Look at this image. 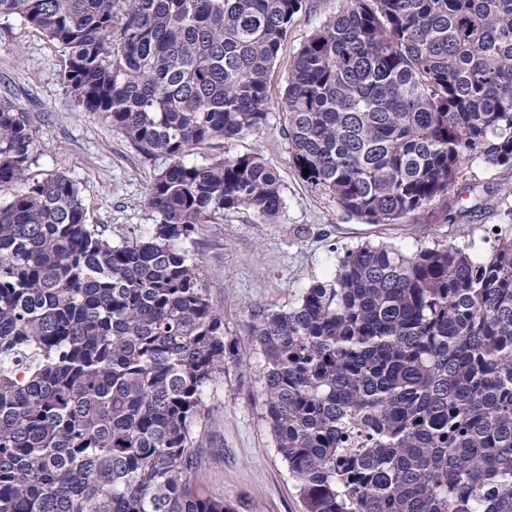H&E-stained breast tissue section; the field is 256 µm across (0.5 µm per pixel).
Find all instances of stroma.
<instances>
[{
	"mask_svg": "<svg viewBox=\"0 0 512 512\" xmlns=\"http://www.w3.org/2000/svg\"><path fill=\"white\" fill-rule=\"evenodd\" d=\"M339 8L338 0H305L294 15L268 77L271 107L262 127L234 140L213 141L191 155L256 152L278 173L284 203L273 219L247 210L227 211L184 241L197 260L213 305L224 313V338L249 336L256 310H285L303 288L328 279L332 251L370 242L412 252L417 247L475 239L493 243L492 229L512 219V169L482 160L462 166L447 202H437L394 224H367L348 216L312 188L294 168L281 108L293 61L309 36ZM61 54L42 32L20 19H0V95L29 112L36 142L28 174L61 172L79 187L92 224L109 225L113 242L154 224L147 188L168 161L147 158L95 112L79 111L64 91ZM471 216L447 222V208L472 207ZM264 358L248 352L207 389V409L194 429L200 465L195 487L233 504L235 512H302L287 466L277 455L262 405Z\"/></svg>",
	"mask_w": 512,
	"mask_h": 512,
	"instance_id": "obj_1",
	"label": "stroma"
}]
</instances>
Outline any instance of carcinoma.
Returning <instances> with one entry per match:
<instances>
[{
  "instance_id": "obj_1",
  "label": "carcinoma",
  "mask_w": 512,
  "mask_h": 512,
  "mask_svg": "<svg viewBox=\"0 0 512 512\" xmlns=\"http://www.w3.org/2000/svg\"><path fill=\"white\" fill-rule=\"evenodd\" d=\"M304 0H0L58 45L73 104L168 167L156 223L118 244L62 173L31 180V116L0 98V512H234L196 491L193 427L224 366L259 348L263 403L303 512H512V224L406 253L365 243L224 342L181 243L224 211L269 218L257 131ZM298 172L394 224L463 163L512 169V0H341L282 101Z\"/></svg>"
}]
</instances>
